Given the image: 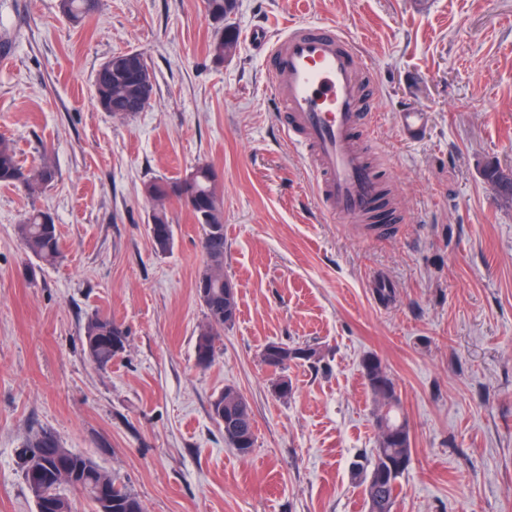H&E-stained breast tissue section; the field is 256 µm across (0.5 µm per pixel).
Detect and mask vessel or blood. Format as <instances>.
Instances as JSON below:
<instances>
[{
    "label": "vessel or blood",
    "mask_w": 512,
    "mask_h": 512,
    "mask_svg": "<svg viewBox=\"0 0 512 512\" xmlns=\"http://www.w3.org/2000/svg\"><path fill=\"white\" fill-rule=\"evenodd\" d=\"M249 39L265 53L283 126L317 176L324 211L365 233L388 234L397 208L362 145L368 73L354 42L329 24H295L273 42L256 28ZM396 125L402 140L414 143L426 132L427 115L406 109Z\"/></svg>",
    "instance_id": "obj_1"
}]
</instances>
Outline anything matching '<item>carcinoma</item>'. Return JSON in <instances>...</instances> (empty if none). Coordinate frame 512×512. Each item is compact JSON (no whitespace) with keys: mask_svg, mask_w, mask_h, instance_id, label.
I'll list each match as a JSON object with an SVG mask.
<instances>
[{"mask_svg":"<svg viewBox=\"0 0 512 512\" xmlns=\"http://www.w3.org/2000/svg\"><path fill=\"white\" fill-rule=\"evenodd\" d=\"M236 0H206L207 13L219 25L218 37L210 45L212 60L221 62L236 54L239 38L236 26L231 22L235 13ZM62 12L74 21H81L97 8V0H60ZM94 86L101 108L106 112H143L149 103L128 99L115 90L112 66L101 64L95 74ZM197 172L193 192L198 197L194 208L190 209L195 221L201 227L199 245L204 256V266L196 280V288L208 289V295L201 305L206 324L199 330L195 354L204 352L216 356L217 343L224 335V328L234 324L237 314L235 294H224V208L218 193L216 174L213 168L203 164L195 167ZM57 167L43 149L40 162L29 168L23 167L17 159L12 143L0 139V184L24 185L28 190L47 188L55 182ZM178 180L154 178L146 185L150 191L160 196V200L175 199L188 205L181 193L167 192L166 187L175 185ZM17 234L26 250L39 261L53 264L60 258L61 247L57 226L54 221H46L44 212L34 209L16 226ZM148 231L154 249L168 252L173 244V228L165 205L153 206ZM127 332L122 326L104 314L91 316L83 332V347L90 361L99 368L112 364V359L125 350ZM280 348L284 352L281 364L283 369L288 361L298 359L310 362L317 357V350L311 347L290 349L279 343H270L266 349ZM363 378L366 386L378 403L376 416L386 419L394 430L409 429V423L400 414V401L397 400L396 384L381 360L375 355L363 359ZM212 416L224 426V441L241 456H247L254 448L255 420L244 396L233 386H226L213 400ZM51 433L42 430L30 437L24 444L31 453L27 462L21 463L22 471L30 467L51 470L59 461L67 464L69 477L76 482V490L94 504V512H100L98 492L108 490L112 495V512H142L137 495L117 476L105 470L91 457L76 454L63 447L58 439L47 444ZM412 456L410 434L400 440H378L372 457L352 464V477L364 487L368 512L379 506V512H392L400 479L407 471ZM61 484L53 482L43 487L41 498L55 503L54 512H72L69 500L59 492Z\"/></svg>","mask_w":512,"mask_h":512,"instance_id":"carcinoma-1","label":"carcinoma"}]
</instances>
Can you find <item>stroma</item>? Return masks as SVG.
I'll use <instances>...</instances> for the list:
<instances>
[{
	"mask_svg": "<svg viewBox=\"0 0 512 512\" xmlns=\"http://www.w3.org/2000/svg\"><path fill=\"white\" fill-rule=\"evenodd\" d=\"M232 20L242 40L217 63L205 0H100L78 25L59 0H0V136L27 167L51 147L58 168L33 196L0 184V512H36L16 450L41 429L127 483L144 512H366L350 463L377 446L369 354L411 429L393 512H512V199L485 176L512 172V0H238ZM298 23L335 25L372 70L374 158L404 214L389 235L324 213L282 129L245 34ZM123 51L155 78L150 106L127 116L94 87ZM408 107L430 114L412 144L395 123ZM201 163L218 176L238 304L206 368L201 228L171 202L173 245L156 252L142 193ZM34 208L57 225L56 265L16 234ZM97 313L127 332L104 369L82 346ZM270 343L320 356L278 374L262 361ZM228 385L253 411L246 457L212 417Z\"/></svg>",
	"mask_w": 512,
	"mask_h": 512,
	"instance_id": "35a3bbf8",
	"label": "stroma"
}]
</instances>
